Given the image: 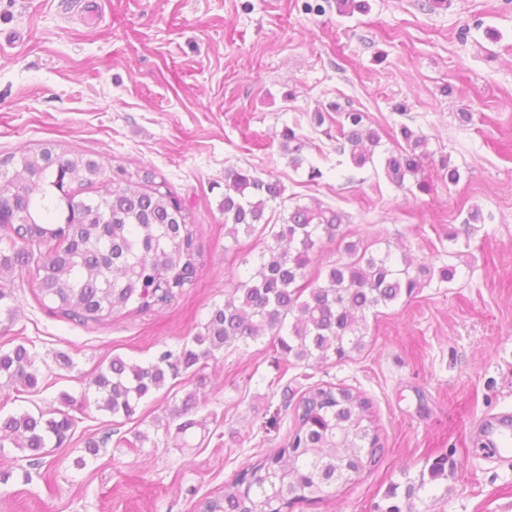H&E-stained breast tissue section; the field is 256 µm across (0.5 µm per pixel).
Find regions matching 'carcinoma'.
I'll return each instance as SVG.
<instances>
[{"mask_svg": "<svg viewBox=\"0 0 512 512\" xmlns=\"http://www.w3.org/2000/svg\"><path fill=\"white\" fill-rule=\"evenodd\" d=\"M339 151L356 168L375 165L380 133L366 115L336 104ZM386 150L383 173L408 191H430L423 177L428 139L399 128ZM307 143L293 128L281 148L296 169L306 162ZM284 186L256 171L224 174L225 235L259 234L267 240L246 275L233 284L224 304L208 313L191 344L177 353L160 351L146 363L115 356L91 380L98 408L127 419L144 399L164 389L168 377L196 370L226 346L268 341L293 367L331 357L338 361L364 348L366 313L410 299L433 278L454 271L414 263L410 250L376 253L345 241L343 215L318 202L285 206ZM280 208L278 216L268 209ZM0 279L30 266L31 287L62 317L83 325L108 324L130 313L161 309L195 287L200 249L186 203L153 171L111 166L54 142L0 156ZM344 244V256L310 275L324 241ZM36 356L18 344L0 350V387L40 388ZM63 408L0 418L5 442L38 460L47 448L68 441L74 400ZM197 408L188 393L163 425L165 438L193 428ZM379 435L368 400L344 386L310 388L295 406L285 446L241 469L224 493L207 499L203 512H288L297 502L317 501L339 484L356 481L378 462Z\"/></svg>", "mask_w": 512, "mask_h": 512, "instance_id": "obj_1", "label": "carcinoma"}]
</instances>
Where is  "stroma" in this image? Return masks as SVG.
<instances>
[{
	"label": "stroma",
	"instance_id": "1",
	"mask_svg": "<svg viewBox=\"0 0 512 512\" xmlns=\"http://www.w3.org/2000/svg\"><path fill=\"white\" fill-rule=\"evenodd\" d=\"M368 5L344 14L338 0H0V154L51 140L155 169L191 207L201 251L188 294L101 326L53 313L28 273L8 277L15 317L0 312V348L27 346L45 385L0 389V415L59 408L64 393L77 407L66 446L41 461L0 450L10 473L0 512H200L284 445L292 405L326 383L370 400L380 459L291 512H512V469L478 449L480 421L512 413V0ZM333 102L365 112L383 147L400 125L422 132L459 182L429 166L430 192L413 194L381 167L344 161L313 121L333 119ZM288 126L306 137L318 182L282 151ZM232 167L342 212L346 240L373 252L402 245L455 275L369 312L366 346L345 361L288 370L269 343L234 346L170 378L132 418L99 410L90 380L112 357L146 362L191 341L244 276V256L263 249L262 237L224 235ZM475 208L483 222L466 223ZM190 392L200 425L182 447L162 426ZM443 455L446 474L432 478Z\"/></svg>",
	"mask_w": 512,
	"mask_h": 512
}]
</instances>
